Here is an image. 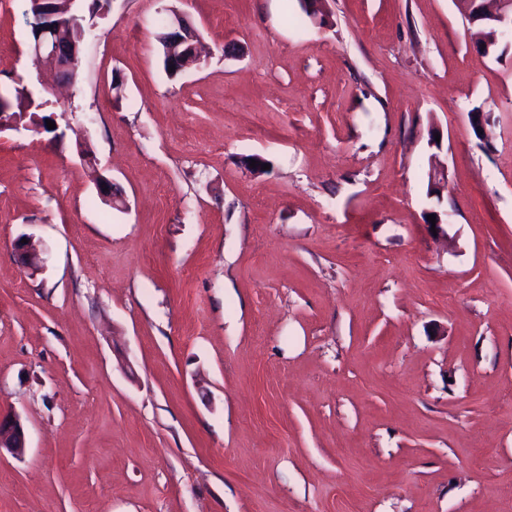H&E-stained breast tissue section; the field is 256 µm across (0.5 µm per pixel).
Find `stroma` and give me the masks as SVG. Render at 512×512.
<instances>
[{"mask_svg": "<svg viewBox=\"0 0 512 512\" xmlns=\"http://www.w3.org/2000/svg\"><path fill=\"white\" fill-rule=\"evenodd\" d=\"M92 3L66 86L0 0V512H512V55L455 0ZM165 26L172 33V39L174 42V46L168 50V57H170L169 65L174 66L179 64L177 56H179L181 52L191 55L190 59H193L195 64L198 63L200 60L198 37L196 34L191 33L186 35L185 22L181 16L172 12L170 18L166 19ZM23 238H26L27 243H22ZM13 249L18 253L23 267L30 270L32 274L42 269L44 261L40 257L39 251L29 243L27 237H18L13 243ZM26 441L19 416L14 412L0 410V454L2 449L21 456L25 452Z\"/></svg>", "mask_w": 512, "mask_h": 512, "instance_id": "1", "label": "stroma"}]
</instances>
